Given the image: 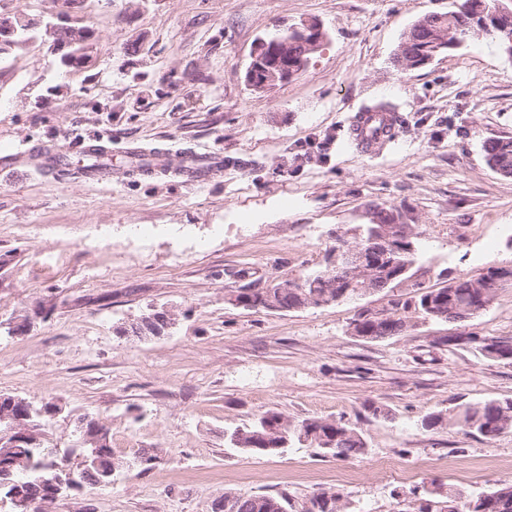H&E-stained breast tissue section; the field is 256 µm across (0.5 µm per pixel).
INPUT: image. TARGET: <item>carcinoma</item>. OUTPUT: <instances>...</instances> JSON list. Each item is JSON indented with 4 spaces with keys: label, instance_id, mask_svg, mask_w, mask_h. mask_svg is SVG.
<instances>
[{
    "label": "carcinoma",
    "instance_id": "carcinoma-1",
    "mask_svg": "<svg viewBox=\"0 0 512 512\" xmlns=\"http://www.w3.org/2000/svg\"><path fill=\"white\" fill-rule=\"evenodd\" d=\"M501 0H457L455 9L446 14H429L419 19L402 37L394 57V65L401 70H411L430 63L431 58L450 51L440 43L442 35L452 28L466 24L473 14H489ZM31 32L16 36L0 34V55L14 48L26 45ZM292 40V54L288 63L295 64L306 52V39L296 32L288 34ZM56 40L62 45L72 46L76 51L96 44V33L92 26L83 22L79 25H64L56 32ZM488 164L505 177H512V138L488 139L483 145ZM158 152L142 153L125 161L128 171L149 172L157 164ZM395 269L381 266L375 279L374 288L380 290L391 284L400 283L405 276L392 278ZM336 279L334 270L324 268L307 273L299 280L303 287L290 288L283 292L277 288H254L244 284L236 290V298L244 306L255 310H269L268 302L275 303L280 311L299 310L306 307L307 299L319 298L333 304L354 300L353 291L347 286L331 287ZM481 289L474 287V279L459 278L452 284L435 289H426L415 297L405 300H391L382 309L366 308L354 318L357 336L376 341L389 336H398L414 326V320L447 322L448 312L454 318H466L467 309L474 305ZM448 421L453 426L485 440H493L512 430V401L487 400L468 404L454 416L445 419L438 413H430L423 419L426 429H434ZM288 445L307 443L319 450L324 457L349 459L364 454L365 442L360 431L346 423L329 418H308L290 420L282 413L267 410L248 426L237 431H228L226 442L230 447L242 449L255 455H274L283 451L282 442ZM96 454L99 466L86 468L82 465L74 470V478L84 486L96 487L103 474L99 469L112 467V449L86 448L84 455ZM17 456L25 457V469L16 472L14 480L26 487L33 505L30 512H39L42 505L41 487L56 477L55 462L48 459L40 447L20 448ZM341 496L336 492H319L309 499L303 512H340L338 502ZM286 496L251 495L236 496L224 493V497L212 504V512H287ZM410 512H512V483H504L490 490L470 493L448 486L442 493L426 489L414 500Z\"/></svg>",
    "mask_w": 512,
    "mask_h": 512
}]
</instances>
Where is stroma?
Returning a JSON list of instances; mask_svg holds the SVG:
<instances>
[{"label": "stroma", "mask_w": 512, "mask_h": 512, "mask_svg": "<svg viewBox=\"0 0 512 512\" xmlns=\"http://www.w3.org/2000/svg\"><path fill=\"white\" fill-rule=\"evenodd\" d=\"M453 0H85L91 61L51 66L38 38L0 56V142L78 150L111 141L223 154L224 173L127 175L92 182L76 170L0 169V393L61 413L44 428L57 461L76 465L84 417L109 430L114 457L155 453L96 489L65 491L45 512H211L224 492L288 497L302 506L339 493L342 512H398L431 485L465 491L512 481V432L487 441L430 413L512 400V359L480 340L512 342V284L462 323H418L366 341L360 307L379 309L512 266V177L492 170L484 141L512 137V57L492 37L431 65L393 57L411 26ZM319 21L326 43L290 82L258 93L250 53L277 28ZM389 103L394 142L350 146L356 112ZM415 225L408 280L363 297L291 312L233 305L243 282L263 286L318 268L334 234L369 223L371 205ZM166 305L164 337L117 326ZM465 343H456V336ZM343 419L364 455L273 456L224 443L264 411Z\"/></svg>", "instance_id": "1"}]
</instances>
